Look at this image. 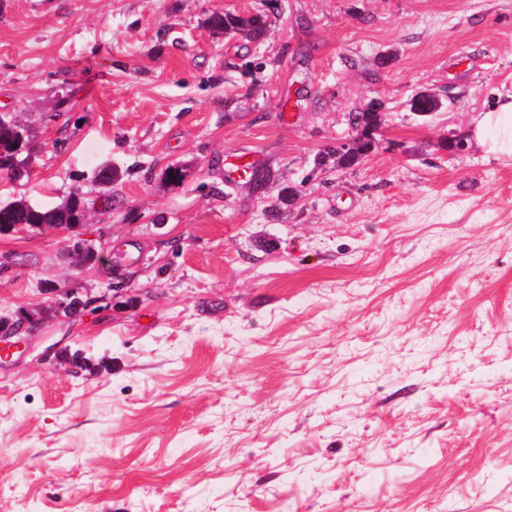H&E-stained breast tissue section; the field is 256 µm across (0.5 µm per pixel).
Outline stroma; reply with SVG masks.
Here are the masks:
<instances>
[{"instance_id":"stroma-1","label":"stroma","mask_w":512,"mask_h":512,"mask_svg":"<svg viewBox=\"0 0 512 512\" xmlns=\"http://www.w3.org/2000/svg\"><path fill=\"white\" fill-rule=\"evenodd\" d=\"M500 94L512 0H0V113L36 143L0 199L120 172L81 230L105 262L0 234V313L40 322L0 358V512H512V158L467 137ZM268 21L263 16L254 15L242 17L233 13L215 14L210 19V26L213 30L222 32L224 35L243 34L254 37L266 29ZM373 106L377 112L369 109L365 112L353 113L350 116V124L356 135L336 147V159L340 160L337 163L338 166L344 165L349 158L355 159L357 163L377 148L385 113L380 112L381 103L376 102ZM367 141L370 144L366 145ZM56 292V290L51 291V294H53L51 306L55 309L58 316L72 320L84 307V303L72 292Z\"/></svg>"}]
</instances>
